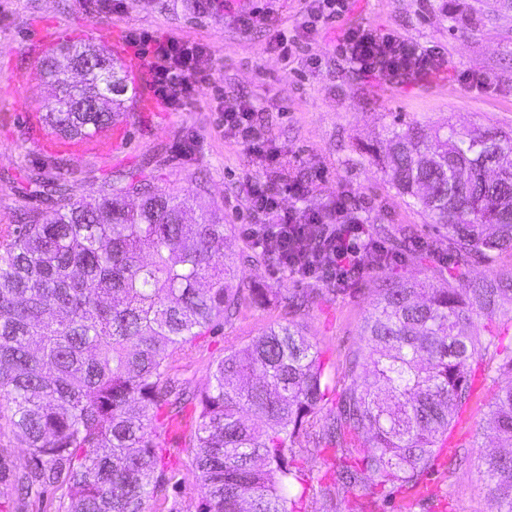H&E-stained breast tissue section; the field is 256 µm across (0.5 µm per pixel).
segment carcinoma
<instances>
[{
  "instance_id": "cac0c4a2",
  "label": "carcinoma",
  "mask_w": 512,
  "mask_h": 512,
  "mask_svg": "<svg viewBox=\"0 0 512 512\" xmlns=\"http://www.w3.org/2000/svg\"><path fill=\"white\" fill-rule=\"evenodd\" d=\"M56 87L41 125L62 139L114 126L127 111L122 61L64 41L42 60ZM386 168L396 193L444 230L452 277L416 301L417 283L374 281L362 345L345 371L337 411L318 418L327 391L320 353L294 319L267 327L211 365L205 389L176 388L172 363L195 337L230 322L245 298L224 252V217L199 195L166 193L118 173L98 197L71 196L68 170H32L50 210L0 224V407L26 458L13 467L27 496L62 490L65 512H148L182 484L163 462L152 421L187 401L196 421L188 452L197 512H302L294 448L321 450L370 435L357 465L338 463L350 487L369 474L383 490L419 486L472 398L473 363L495 345L493 325L512 321V270L471 278L473 263L512 252V136L420 122L389 131ZM386 243L370 265L391 264L406 242ZM464 324L482 325L465 334ZM369 367V374L359 369ZM505 453L481 456L492 512H512V385L488 403Z\"/></svg>"
}]
</instances>
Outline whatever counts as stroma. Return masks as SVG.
<instances>
[{
  "instance_id": "1",
  "label": "stroma",
  "mask_w": 512,
  "mask_h": 512,
  "mask_svg": "<svg viewBox=\"0 0 512 512\" xmlns=\"http://www.w3.org/2000/svg\"><path fill=\"white\" fill-rule=\"evenodd\" d=\"M0 0V224H12L29 209L47 208L42 197L20 188L24 170L50 168L55 154L39 151L44 126L28 123L30 112L53 94L35 82L25 100L6 94L11 82L32 67L26 48L46 28L61 39L101 46L100 23L130 34L146 31L204 44L211 54L209 80L198 86L184 112L128 110L121 119L122 140L111 155L82 159L66 156L74 198L97 196L120 171H137L166 192L180 195L202 186L203 200L224 216L226 251L252 248L245 233L253 224L272 223L271 215L249 210L246 180L299 179L303 198L283 194V208L331 214L340 193H348L360 217L390 231H406L412 253L386 267L365 268L358 289L322 292L315 277H289L279 264L239 266L245 288H266L274 300L241 306L223 328L198 337L186 358L171 372L176 385L199 391L208 383L213 360L238 347L267 326L289 319L279 297L295 291L311 296L297 318L327 364L325 410H334L345 384L344 371L361 344V325L374 294L368 282L400 274L427 284L447 278V253L428 252L433 225L406 204L392 187L380 158L388 128L420 121L437 126H493L512 133V11H499L493 0H347L344 12L313 40H305L304 0ZM254 19L246 27L241 17ZM395 34L439 52L444 64L428 73L394 77L366 75L338 51L346 28ZM285 35L288 56L269 51L270 33ZM251 101L264 153L250 155L240 140L225 132L224 113ZM497 352L479 362L469 407L459 412L448 436L453 453L438 457L423 483L424 495L411 498L408 512H491L478 463L498 443L487 427L488 401L512 383L502 369L500 351L512 349V325L496 328ZM194 421L192 404L178 414L159 416L156 425L164 458L182 476H190L186 452ZM306 490V512H399L401 494H363L361 488L335 482L330 453L312 441L297 448ZM0 512H64L63 496L18 500L9 481H0Z\"/></svg>"
}]
</instances>
